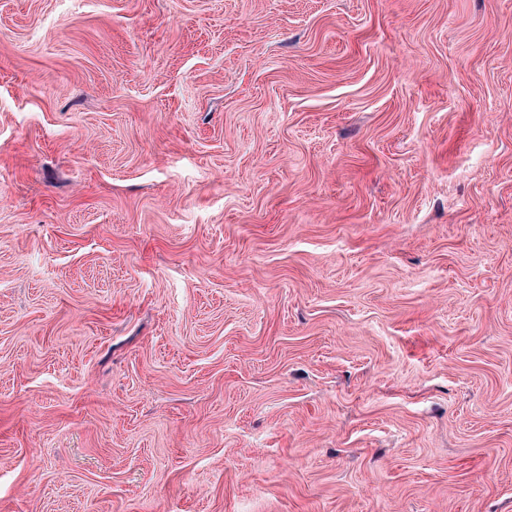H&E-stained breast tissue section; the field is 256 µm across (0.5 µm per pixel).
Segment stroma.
I'll list each match as a JSON object with an SVG mask.
<instances>
[{
    "label": "stroma",
    "instance_id": "35a3bbf8",
    "mask_svg": "<svg viewBox=\"0 0 512 512\" xmlns=\"http://www.w3.org/2000/svg\"><path fill=\"white\" fill-rule=\"evenodd\" d=\"M0 512H512V0H0Z\"/></svg>",
    "mask_w": 512,
    "mask_h": 512
}]
</instances>
